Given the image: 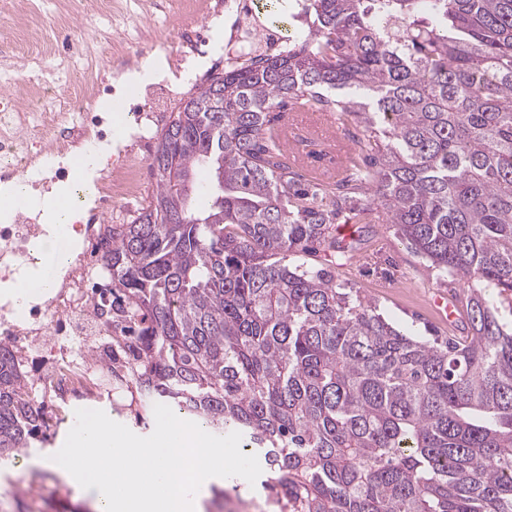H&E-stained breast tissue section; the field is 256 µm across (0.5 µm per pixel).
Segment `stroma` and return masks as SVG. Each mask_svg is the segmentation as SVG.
Wrapping results in <instances>:
<instances>
[{"instance_id": "obj_1", "label": "stroma", "mask_w": 512, "mask_h": 512, "mask_svg": "<svg viewBox=\"0 0 512 512\" xmlns=\"http://www.w3.org/2000/svg\"><path fill=\"white\" fill-rule=\"evenodd\" d=\"M161 0H113L112 8L127 11V27H134L139 16L150 18L148 32L158 46H166L174 37L173 19L186 15L198 19L202 35L209 40L208 54L199 59L189 79H176L173 85L179 98H186L193 86L206 82L209 75L223 72L224 29L203 17L210 0H162L166 12H159L156 4ZM81 33L91 41L111 40L108 55L97 65V76L103 86L113 87L117 70L141 69L144 62L135 45L117 38L112 25L101 22L95 13H88L80 23ZM123 111L112 115V148L126 150V158L134 167L143 171V186L151 188L153 178L147 170L153 145H133L126 137L128 126L152 116L166 122L170 111L164 104L149 106L137 96L135 90L124 91ZM354 257L350 263L337 269L340 281L356 288L361 296L377 303L380 312L398 325L410 329L418 336H460L466 326L464 317L445 323L433 304L435 293L447 294L449 299L460 300L462 285L451 276H444L430 263L417 256L407 242L390 224L385 210L375 205L366 209L355 225L350 241ZM89 408L103 410L112 420L127 426L140 436L150 435V428L137 421L141 411L138 394L122 391L111 399H91ZM56 435L50 446L35 450L32 455H19L0 466V512H64V505L89 512L91 503L67 486L57 472L44 468L35 469V459L55 454L63 445L68 431L75 422L74 409L62 406L54 411ZM225 503L233 512H279L270 503L261 486L244 491L232 480L220 484L218 493L209 494L203 512H217L218 503Z\"/></svg>"}]
</instances>
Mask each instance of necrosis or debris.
<instances>
[{
  "instance_id": "1",
  "label": "necrosis or debris",
  "mask_w": 512,
  "mask_h": 512,
  "mask_svg": "<svg viewBox=\"0 0 512 512\" xmlns=\"http://www.w3.org/2000/svg\"><path fill=\"white\" fill-rule=\"evenodd\" d=\"M233 24L224 40L228 52L242 45L258 52L280 49L281 35L253 5H246ZM200 46L195 22L181 21L177 41L164 54L172 72L193 68ZM39 58L42 76L20 98L9 92L19 83L16 67L0 68V184L30 175L50 188L69 177L62 159L70 149L87 143L98 148L112 135L111 116L94 108L99 93L95 71L81 69L79 57L59 56L52 47ZM97 189L93 205L80 200L74 205L78 254L54 272L47 297L21 304L16 295L41 279L36 247L58 235L59 225L46 223L38 204L19 211L13 223L0 224V340L12 347L21 367L32 369L28 388L47 412L112 391V311L93 294L98 270L84 250L111 224L113 204L138 193L140 179L130 168L116 173L107 168Z\"/></svg>"
}]
</instances>
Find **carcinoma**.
I'll use <instances>...</instances> for the list:
<instances>
[{"mask_svg":"<svg viewBox=\"0 0 512 512\" xmlns=\"http://www.w3.org/2000/svg\"><path fill=\"white\" fill-rule=\"evenodd\" d=\"M309 31L224 69L156 136L154 188L114 224L112 376L242 435L281 512H512V0H299ZM305 97L362 132L327 183L276 139ZM383 206L467 284L468 334L400 329L332 268L336 217ZM0 344V459L50 442Z\"/></svg>","mask_w":512,"mask_h":512,"instance_id":"obj_1","label":"carcinoma"}]
</instances>
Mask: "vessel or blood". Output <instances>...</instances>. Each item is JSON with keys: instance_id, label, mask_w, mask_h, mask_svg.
I'll return each instance as SVG.
<instances>
[{"instance_id": "obj_1", "label": "vessel or blood", "mask_w": 512, "mask_h": 512, "mask_svg": "<svg viewBox=\"0 0 512 512\" xmlns=\"http://www.w3.org/2000/svg\"><path fill=\"white\" fill-rule=\"evenodd\" d=\"M300 134L334 159L333 165L314 169V177L320 181L336 179L350 154V148L337 133L332 115L318 111L305 99H298L284 116L279 128V143L285 148L292 147L296 136Z\"/></svg>"}]
</instances>
